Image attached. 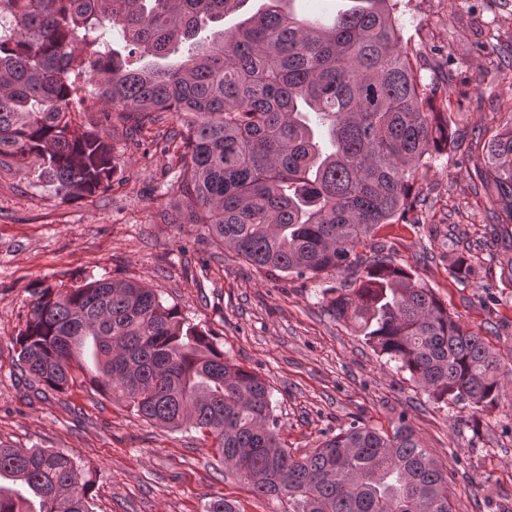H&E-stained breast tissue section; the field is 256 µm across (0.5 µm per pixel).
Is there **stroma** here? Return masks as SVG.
<instances>
[{
    "label": "stroma",
    "mask_w": 512,
    "mask_h": 512,
    "mask_svg": "<svg viewBox=\"0 0 512 512\" xmlns=\"http://www.w3.org/2000/svg\"><path fill=\"white\" fill-rule=\"evenodd\" d=\"M398 26L428 94L448 93V144L420 170L407 222L382 224L369 243L410 271L495 353L512 387V222L476 176L482 143L512 123V0H401ZM107 129L112 187L65 202L54 186L0 158V441L59 449L94 475V512H280L214 453L212 437L137 418L89 384L56 392L22 372L13 340L32 291L87 275L136 279L211 333L226 358L270 384L280 438L305 454L354 418L391 430L399 414L448 475L452 512H512V399L486 412L435 404L325 307L322 291L362 268L317 279L269 272L176 223L186 201L179 162L151 145L175 115L130 134ZM463 255L471 273L449 271Z\"/></svg>",
    "instance_id": "1"
}]
</instances>
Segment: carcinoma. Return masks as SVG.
Listing matches in <instances>:
<instances>
[{
  "instance_id": "cac0c4a2",
  "label": "carcinoma",
  "mask_w": 512,
  "mask_h": 512,
  "mask_svg": "<svg viewBox=\"0 0 512 512\" xmlns=\"http://www.w3.org/2000/svg\"><path fill=\"white\" fill-rule=\"evenodd\" d=\"M243 0H0V156L63 201L111 188L106 132L85 112L137 129L178 116L186 221L251 265L312 279L365 264L327 312L399 364L436 404L498 406L496 356L431 290L386 257L356 253L407 212L416 172L448 143L402 47L392 0L330 26L268 8L201 40ZM188 44L187 60L162 65ZM480 181L512 218V125L484 145ZM15 341L20 369L62 391L78 370L101 395L171 430H206L215 454L281 512H451L448 478L401 414L361 419L296 457L265 380L146 284L90 276L37 288ZM92 479L69 454L0 442V512H93Z\"/></svg>"
}]
</instances>
